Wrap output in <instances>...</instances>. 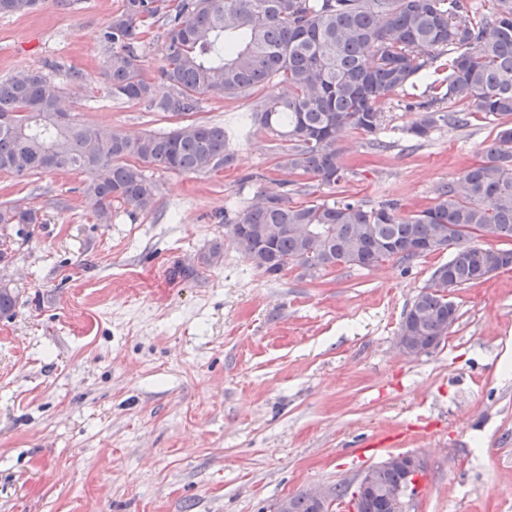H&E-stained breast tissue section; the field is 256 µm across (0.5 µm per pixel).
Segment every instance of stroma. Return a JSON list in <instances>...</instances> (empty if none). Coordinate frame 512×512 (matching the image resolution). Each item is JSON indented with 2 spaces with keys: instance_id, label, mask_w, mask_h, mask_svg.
Returning a JSON list of instances; mask_svg holds the SVG:
<instances>
[{
  "instance_id": "1",
  "label": "stroma",
  "mask_w": 512,
  "mask_h": 512,
  "mask_svg": "<svg viewBox=\"0 0 512 512\" xmlns=\"http://www.w3.org/2000/svg\"><path fill=\"white\" fill-rule=\"evenodd\" d=\"M121 6L44 0L0 15V80L37 69L76 120L169 131L108 90L103 31ZM424 88L393 96L376 137L346 134L337 187L277 168L278 138L241 124L251 100L221 95L196 117L223 126L237 164L150 169V211L116 203L102 224L82 174H0V203L39 217L0 263L18 295L0 319V512H270L407 452L424 463L408 512H512V267L449 289L447 339L407 358L394 336L449 251L271 276L224 227L230 204L260 192L435 204L494 134L477 116L412 139Z\"/></svg>"
}]
</instances>
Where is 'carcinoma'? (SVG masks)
Returning <instances> with one entry per match:
<instances>
[{
  "label": "carcinoma",
  "mask_w": 512,
  "mask_h": 512,
  "mask_svg": "<svg viewBox=\"0 0 512 512\" xmlns=\"http://www.w3.org/2000/svg\"><path fill=\"white\" fill-rule=\"evenodd\" d=\"M42 0H0V14H26ZM164 21V64L157 95L139 51L149 20ZM103 74L112 98L190 117L204 95L257 96L249 127L290 143L278 168L309 175L322 185L345 179L337 143L348 131L374 136L382 103L417 77L428 79L427 100L406 133L422 140L440 123L467 126L475 115L498 131L481 160L441 188L436 204L406 215L394 203L368 207L355 200L308 201L288 193L263 195L237 209L229 224L244 256L277 276L288 265L306 269L373 268L422 256L418 248L451 250L436 269L442 286L481 280L492 268L512 266V249L493 254L471 244L468 229L482 226L512 242V0H490L480 12L468 0H123L104 33ZM286 84L290 93L274 91ZM60 92L29 70L0 81V172L19 178L55 171L87 175L85 196L98 220H111L112 202L148 211L156 185L147 168L182 174L230 165L224 126L192 121L168 132L129 137L75 120ZM460 104L448 113L441 103ZM37 212L0 207V261L5 229L35 224ZM300 224L311 233L297 231ZM457 320L445 296L426 288L400 327L434 350ZM402 470L378 471L380 492L364 495L358 512H383L385 493L403 482ZM290 512H320L302 493Z\"/></svg>",
  "instance_id": "cac0c4a2"
}]
</instances>
